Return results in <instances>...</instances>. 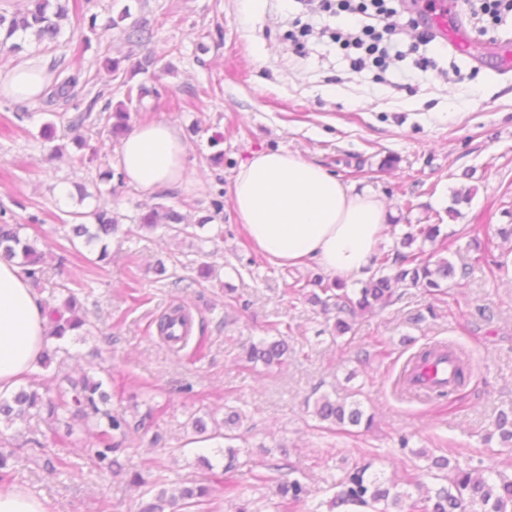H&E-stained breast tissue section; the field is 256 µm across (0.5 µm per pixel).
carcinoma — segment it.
Masks as SVG:
<instances>
[{"mask_svg": "<svg viewBox=\"0 0 512 512\" xmlns=\"http://www.w3.org/2000/svg\"><path fill=\"white\" fill-rule=\"evenodd\" d=\"M25 8L7 17L0 14V52L17 53L25 43L38 45L54 43L62 34L64 22L69 18L68 0H25ZM125 38L133 44H143L152 35L150 21L146 18L133 22L124 30ZM85 81L84 72L76 70L63 77H57L48 88L43 104L50 107L60 100H68L73 96L78 84ZM150 93L144 86L127 87V103H122L115 111L105 105L101 112L92 115L96 101H91L86 110L78 112L68 121L67 129L76 131L89 120L102 125L107 135L124 137L130 131L131 113L129 104L133 100H141ZM92 216L95 224L84 223L71 225L70 240L81 239L87 246H100L96 261L102 262L108 257V246L101 244L103 237L118 229V220L105 210L91 213L72 211L70 216L75 219ZM138 224L149 230L163 227L174 236L190 235L189 225L183 223V216L176 210L157 204L138 217ZM19 224H0V259L17 262L26 278L35 286L46 282L47 271L44 268V253L20 237ZM420 246H415V243ZM431 244V251L424 249ZM403 250L394 254L380 253L371 258L377 266V272L365 281L358 293H349L345 283L337 278L327 279L316 275L312 285L318 287L308 295V300L321 307L322 311L336 310V321L332 332L343 336L351 331V324L346 316L357 313L371 312L377 308H385L394 302L395 287L404 285L408 288H424L430 292H440L445 282L453 279L455 267L447 258L441 256L449 248L447 237L441 235L439 224H411L400 241ZM67 295L60 304L48 310L49 322L47 338L62 340L74 332L81 330L86 320L80 312L75 293L65 284H54ZM188 316L179 307L160 316L158 330L168 342L179 343L186 340ZM288 341L281 337L270 341L252 343L243 350L241 360L252 366L259 363L266 367L281 366L288 360ZM63 348L44 346L38 357V364L49 368L52 364L62 367L64 358L60 356ZM442 360L439 347L423 349L414 356L416 364L427 369ZM468 365L461 357H456V369L453 381L448 389L437 394L445 398L462 385ZM314 414L331 428L341 431L349 427L361 426L370 428L373 417L365 414L359 401L332 399L323 396L315 402ZM38 417L48 422L53 433L61 431L71 435L73 423L80 422L94 437L90 448V458L96 469L101 473H117L119 466L117 454L129 444L132 434L146 427L151 419L152 411L142 416L130 413L126 409L112 407V394L104 388L101 380L83 375L78 379H67V386L52 391L41 388L33 383L12 393L8 398L0 396V424L10 428L18 423L28 424ZM241 416L237 412L229 414L222 423H214L208 427L206 421L196 417L191 422L189 442L199 443L213 441L217 447L213 452L227 458L224 472L228 473L239 466V449L230 444L236 436L230 429L240 423ZM495 432L501 444L512 448V410H502L494 421ZM31 443L40 448L38 454L28 458L38 467L48 472H55L66 466L62 458L50 452L48 446L33 439ZM158 476L150 481L145 480L141 473L134 472L130 483L145 488L144 494L149 499L140 505L139 512H167L179 507L190 509L205 502L210 494L206 485L167 487L164 470L156 466ZM428 472L437 480H445L447 484L432 490L418 478L414 477L406 483L407 489L401 490L393 482L382 480L377 474L370 472V464H362L349 471L342 482L340 490L330 501V508L348 505L369 506L374 512H390V508L399 506L406 498L413 496L409 488L425 490L420 497L422 512H512V477L500 472L483 475L459 464H451L445 457H436L427 467ZM255 480L263 484L276 486V494L280 498L279 507L288 508L300 502L305 494V487L298 479H286L281 468L269 473L255 475Z\"/></svg>", "mask_w": 512, "mask_h": 512, "instance_id": "carcinoma-1", "label": "carcinoma"}]
</instances>
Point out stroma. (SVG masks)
Returning <instances> with one entry per match:
<instances>
[{
    "label": "stroma",
    "mask_w": 512,
    "mask_h": 512,
    "mask_svg": "<svg viewBox=\"0 0 512 512\" xmlns=\"http://www.w3.org/2000/svg\"><path fill=\"white\" fill-rule=\"evenodd\" d=\"M388 4L408 28L381 67L354 68L353 51L324 33L339 18L306 0H262L251 15L243 0H93L66 22L58 44L0 56V74L29 55L54 75L82 69L90 82L78 87L77 101L98 95L116 106L126 88L106 72L104 59L123 58L129 69L148 52L162 55L170 71L132 79L159 93L143 98L131 123L172 122L188 144L182 185L149 196L129 185L109 196L99 191L100 173L114 165L108 136L88 134L87 148L71 144L68 157L50 159L39 122L18 118L40 111L41 102L0 99V211L7 223L56 255L68 244L71 211L109 200L119 217L111 260L94 264L74 253L64 273L52 276L74 285L89 321L83 339L69 342L61 372L93 374L137 414L156 406L154 429L166 440L159 450L150 434L135 435L118 456L122 471L103 478L87 454L94 438L82 430L53 447L71 465L64 474L35 468L22 435L4 431L20 447L14 485L50 512H137L141 499L129 478L158 464L171 481L210 487L203 512H230L228 481L262 512H275L274 486L252 476L276 465H290L306 488L293 512H348L331 510L329 501L363 462L400 484L440 456L512 475V450L492 437L497 413L512 409V241L494 238L485 253L473 243L476 227L512 224V70L499 72L493 55L478 64L439 47L414 0ZM125 8L132 19L152 21L148 44L128 43L119 27L90 34L85 12L102 26ZM421 57L427 68H415ZM262 149L300 153L345 183L370 186L396 223L383 252L394 251L407 224L441 225L452 241L449 261L467 275L434 296L398 289L391 305L357 316L350 334L332 338L333 315L288 293L317 266L273 264L253 248L232 208L217 213L211 206L219 191H231L241 162ZM74 185L89 193L83 204L63 192ZM154 204L192 224L204 216L211 222L186 239L140 229L139 215ZM492 260L503 268L489 271ZM160 261L162 276L154 272ZM202 262L213 266L212 278L199 276ZM174 304L192 319L186 342L175 345L156 327ZM282 332L291 347L283 367L241 362L243 345ZM200 343L205 355L196 361ZM434 344L463 353L470 369L450 402L429 403L396 387L410 358ZM324 395L356 396L374 415L373 428L322 429L307 403ZM233 410L241 414L240 465L227 473L218 459L205 469L185 442V426Z\"/></svg>",
    "instance_id": "obj_1"
}]
</instances>
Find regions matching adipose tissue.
Masks as SVG:
<instances>
[{"label": "adipose tissue", "instance_id": "obj_1", "mask_svg": "<svg viewBox=\"0 0 512 512\" xmlns=\"http://www.w3.org/2000/svg\"><path fill=\"white\" fill-rule=\"evenodd\" d=\"M46 65L31 60L0 74V96L38 100L51 83ZM187 145L164 121L140 124L122 140L117 165L144 194L178 186ZM233 210L254 248L281 267L320 266L331 276L364 278L384 239L388 212L368 188L346 184L321 164L287 150L253 152L234 178ZM48 318L19 266L0 261V393L37 369Z\"/></svg>", "mask_w": 512, "mask_h": 512}]
</instances>
